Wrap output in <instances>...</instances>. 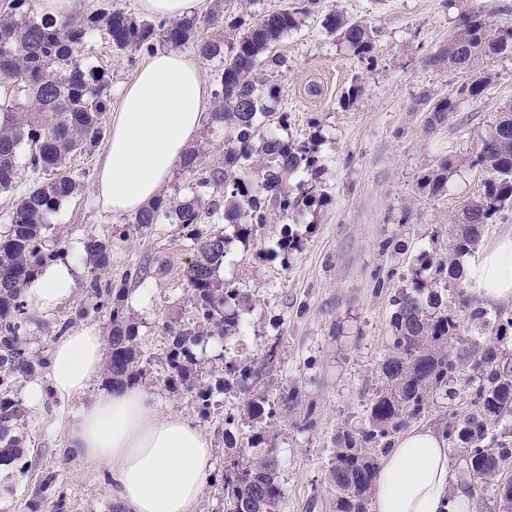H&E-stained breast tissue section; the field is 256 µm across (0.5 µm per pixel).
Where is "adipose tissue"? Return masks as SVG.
<instances>
[{"label":"adipose tissue","mask_w":512,"mask_h":512,"mask_svg":"<svg viewBox=\"0 0 512 512\" xmlns=\"http://www.w3.org/2000/svg\"><path fill=\"white\" fill-rule=\"evenodd\" d=\"M211 90L196 60L176 50L153 53L121 91L111 136L93 184L98 201L117 214H137L170 179L205 118ZM70 264L41 277L34 306L56 307L76 286ZM462 271L477 307L512 305V227L466 258ZM104 339L92 327L53 347L50 382L63 397L84 393L103 367ZM69 445L86 464L104 469L127 512H197L212 448L203 431L160 410L139 386L105 392L85 406ZM448 443L424 427L405 430L382 463L370 512H469L464 491H452Z\"/></svg>","instance_id":"ef3b65f1"}]
</instances>
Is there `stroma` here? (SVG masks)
Instances as JSON below:
<instances>
[{
  "instance_id": "35a3bbf8",
  "label": "stroma",
  "mask_w": 512,
  "mask_h": 512,
  "mask_svg": "<svg viewBox=\"0 0 512 512\" xmlns=\"http://www.w3.org/2000/svg\"><path fill=\"white\" fill-rule=\"evenodd\" d=\"M363 20L379 31L374 62L353 57L323 26L331 11ZM482 11L489 21L512 23V0H321L302 26L286 35L278 50L288 65L272 77L283 94L268 110L288 115L283 138L303 140L320 131L319 156L328 206L300 214L271 211L249 245L232 243L220 269L225 282L242 288L251 306L242 310L232 341L213 336L197 348L199 379L212 388V407L201 414L192 393L169 391L167 324L193 323L187 270L196 252L173 220L138 228L133 216L106 210L92 194L95 172L107 146L98 144L71 157L67 170L76 192L54 214L45 236L57 260L76 264V288L58 306L27 305L26 348L42 368L13 383L9 395L21 402L16 424L23 466L0 467V512H55L39 499L42 475L55 473L66 494L67 512H111L114 497L105 470L84 464L68 444L80 402L54 394L44 363L51 356L61 323L70 330L96 327L109 336L107 312H94L88 287V240L106 242L110 264L101 281L125 289V307L138 326L137 343L145 368L142 387L162 408L193 421L213 448L211 473L222 476L231 460L254 456L249 441L257 427L275 436L284 489L280 512H335L329 463L338 433L364 421L365 405L380 384L378 367L393 341L391 298L407 283L420 253L440 257L448 247V226L465 200L479 194L485 172L470 166L480 135L512 105V59L480 61L494 79L479 100H460L447 121L429 129L426 98L447 93L455 76L429 59L447 44L461 13ZM89 66L110 79V107L118 109L119 89L130 82L146 53L122 52L92 36ZM364 95L345 108L340 98L352 80ZM322 89L311 96L309 85ZM454 168L448 189L434 196L421 178L440 159ZM301 246L279 247L285 235ZM231 349L252 371L251 395L266 401L252 419L242 395L226 393L218 380L217 357ZM43 389L30 405L29 383ZM454 398L431 399L421 425L447 431L468 412L476 387L460 368ZM233 444H225V431Z\"/></svg>"
}]
</instances>
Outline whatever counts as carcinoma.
Segmentation results:
<instances>
[{"label": "carcinoma", "mask_w": 512, "mask_h": 512, "mask_svg": "<svg viewBox=\"0 0 512 512\" xmlns=\"http://www.w3.org/2000/svg\"><path fill=\"white\" fill-rule=\"evenodd\" d=\"M319 6V0H302L259 18L237 15L230 25L243 29L235 42H196L197 16L178 20L137 19L106 5L64 18L45 16L30 0H10L0 17V77L10 79L13 96L0 102V190L15 187L17 157L26 150L27 165L39 178L20 194L10 213V228L0 235V466L19 461L22 451L14 435L21 409L6 392L19 378L34 374L44 365L24 348L27 312L22 291L53 258L45 244L49 216L72 196L77 184L62 173L71 156L101 143L107 132L105 114L109 105L107 75L87 66L85 49L94 32L120 51L151 53L158 46L179 48L196 45L200 55L221 58L222 69L214 76L217 106L210 124L227 133L224 170L201 161L196 151L187 152L181 166L191 175L196 191L177 203L160 196L135 216V223L149 228L173 217L187 230L198 254L189 267L187 282L196 322L166 326L171 338L166 354L165 386L174 392L183 387L193 393L200 407L210 408L211 389L194 380L195 348L213 335L232 338L240 322V308L249 302L242 290L218 276L227 254L229 238L223 232L205 231V220L224 219L235 228V238L250 242L268 212L299 214L315 204L328 203L322 188L320 137L313 133L302 141L264 134L256 123L257 113L269 118L253 78L257 70H275L288 64L277 51L282 36L300 27L302 18ZM325 27L336 33L361 62L372 63L378 31L340 11L326 15ZM512 57V23L496 25L472 11L457 20L454 34L437 54L429 58L462 78L447 95L428 108L426 127L448 119L464 98L478 100L492 81L488 71L476 69L482 58ZM264 165L259 179L250 175L253 155ZM471 166L487 174L481 192L468 200L448 228V255L424 256L411 268L408 284L392 299L394 341L381 363L379 385L370 401L366 426L346 432L336 440L331 462V482L336 491V512H369L371 492L379 459L392 448L393 437L420 419L430 395L449 394L448 386L460 367L466 365L479 380L470 401V411L454 431L468 471L482 487L492 486L501 512H509L512 500L500 492L499 477L512 467V430L505 427L489 436L491 427L512 419V368L501 363L504 327L512 316L500 310L474 309L463 290L458 258L474 251L480 227L491 224L503 212L512 211V107L480 136ZM452 163L441 159L424 175L422 184L439 195L448 186ZM303 173L296 188L288 177ZM224 190V199L207 194ZM90 264L89 288L98 299L95 310L109 311L107 375L112 385H135L145 375L137 353V326L124 305L123 288H102L99 275L109 266L106 246L99 240L86 243ZM454 287L457 306L444 302L442 280ZM485 335L484 341L462 343L465 324ZM224 361L223 388L249 394L248 369L233 356ZM266 429L254 432L251 447L264 446L263 453L234 464L224 472V512H279L283 490L279 482L280 460ZM38 494L54 499L57 512H65V495L57 475L41 481Z\"/></svg>", "instance_id": "carcinoma-1"}]
</instances>
